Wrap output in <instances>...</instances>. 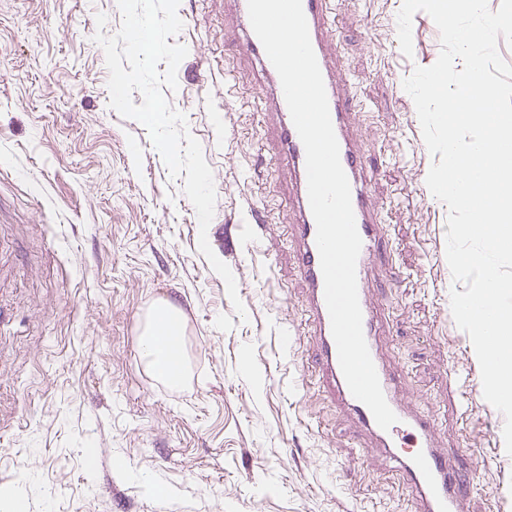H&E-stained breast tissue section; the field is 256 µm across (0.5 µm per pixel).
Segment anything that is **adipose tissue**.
Instances as JSON below:
<instances>
[{
	"label": "adipose tissue",
	"mask_w": 512,
	"mask_h": 512,
	"mask_svg": "<svg viewBox=\"0 0 512 512\" xmlns=\"http://www.w3.org/2000/svg\"><path fill=\"white\" fill-rule=\"evenodd\" d=\"M181 333V313L174 306L158 310L147 318L141 348L150 365L159 367L170 385L181 384L186 377V366L177 341Z\"/></svg>",
	"instance_id": "obj_1"
}]
</instances>
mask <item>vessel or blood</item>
<instances>
[{
  "mask_svg": "<svg viewBox=\"0 0 512 512\" xmlns=\"http://www.w3.org/2000/svg\"><path fill=\"white\" fill-rule=\"evenodd\" d=\"M309 35L326 88L330 117L338 140L340 161L351 188L356 226L362 240L357 260L358 298L363 334L375 365L385 399L398 421L381 429L371 411L350 392L340 368L324 297V280L316 245V223L307 191L305 149L292 122L283 92L275 94L278 162L287 165L296 181V196L290 228L298 272L306 286L307 331L317 344L318 379L324 392L337 400L362 430L367 431L392 461L391 476L402 484L411 498V512H468L470 503L465 480L456 460L441 451L435 418L413 411L403 401L401 370L388 366L385 358L384 323L367 295L373 267L388 260V229L383 224L369 188L371 174L363 156L349 141L353 115L350 83L338 73L330 53L332 44L328 18L335 0H302ZM239 54L253 58L265 77L277 72L253 29H246L235 46Z\"/></svg>",
  "mask_w": 512,
  "mask_h": 512,
  "instance_id": "1",
  "label": "vessel or blood"
}]
</instances>
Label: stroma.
Masks as SVG:
<instances>
[{
  "label": "stroma",
  "mask_w": 512,
  "mask_h": 512,
  "mask_svg": "<svg viewBox=\"0 0 512 512\" xmlns=\"http://www.w3.org/2000/svg\"><path fill=\"white\" fill-rule=\"evenodd\" d=\"M403 0H336V68L359 108L352 137L388 224L386 310L404 397L433 414L443 448L473 479L470 512H494L512 481L503 423L464 382L481 372L450 308L448 209L426 185L433 158L403 82L433 65L439 31ZM122 23L117 0H0V485L24 512H406L382 454L316 387L288 228L293 184L275 165L270 100L254 62L226 53L243 31L231 0H181L188 49L170 105L210 166L213 219L200 232L183 178L147 129L109 106L93 37ZM255 210L259 251L230 250ZM207 236L246 309L200 252ZM182 313L185 382L144 364L152 305Z\"/></svg>",
  "instance_id": "35a3bbf8"
}]
</instances>
